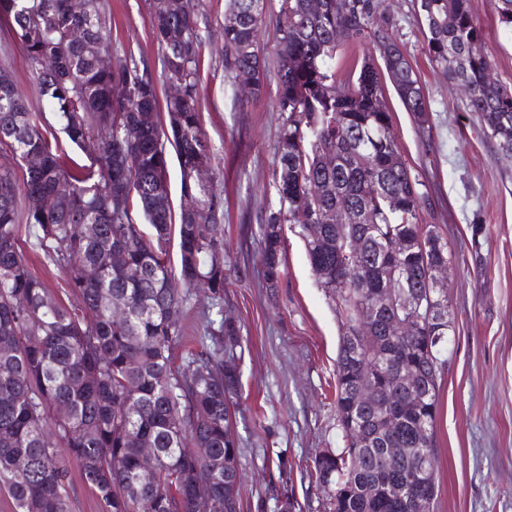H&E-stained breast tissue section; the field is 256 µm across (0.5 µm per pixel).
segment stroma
<instances>
[{"label": "stroma", "instance_id": "obj_1", "mask_svg": "<svg viewBox=\"0 0 512 512\" xmlns=\"http://www.w3.org/2000/svg\"><path fill=\"white\" fill-rule=\"evenodd\" d=\"M151 0H110L112 37L156 62L148 24ZM205 40L201 65L203 130L212 149L214 185L224 200V293L199 291L185 312L189 340L209 321L231 318L245 348L243 392L235 433L243 471L241 512H328L326 491L306 467L342 447L335 414L340 324L312 272L297 228H284L279 287L263 277L261 227L277 207L273 153L281 116L277 87L275 19L280 0H266L258 44L266 60L267 93L241 96L224 73L226 0H196ZM417 0H386L394 34L417 71L429 105L419 124L392 85L384 93L400 150L432 198L423 221L438 225L448 245V304L452 324L435 424L437 460L433 512H512V157L484 135L462 93L426 56ZM484 34V51L496 79L512 87V28L492 0H469ZM19 92L32 110L41 103L23 50L0 28ZM30 271L70 308L80 303L66 274L36 245L35 229L19 226Z\"/></svg>", "mask_w": 512, "mask_h": 512}]
</instances>
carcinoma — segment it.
<instances>
[{"label": "carcinoma", "instance_id": "1", "mask_svg": "<svg viewBox=\"0 0 512 512\" xmlns=\"http://www.w3.org/2000/svg\"><path fill=\"white\" fill-rule=\"evenodd\" d=\"M383 3L319 0L314 9L309 0H281L276 19L279 206L262 225L264 278L275 288L285 277L282 225H296L303 236L305 225L326 224L325 237L305 246L342 330L335 408L344 447L315 458L311 471L329 486L331 512H418L421 503L432 512L436 493L418 472L425 463L436 470L447 335L435 333L431 309H440L449 326L448 298H425L403 336L387 335L388 316L374 312L379 285L402 282L424 293L430 270L448 265L437 226L422 223L431 199L402 156L385 101L384 75L405 109L427 120L420 79ZM417 10L429 60L464 91L484 134L511 157L512 89L486 79L491 66L468 0H417ZM264 22V0H229L224 72L236 84L251 83L254 98L267 88L257 42ZM0 23L25 52L61 132L85 155L80 161L50 140L42 113L29 111L1 66L0 152L40 165L20 173L0 166V492L16 512H70L69 458L103 512H240L233 432L240 326L212 321L185 357L176 353L191 291L224 293L223 200L213 179L198 178L211 167V148L201 128L197 4L182 0L173 11L168 0H151L159 80L142 56L129 51L103 69L87 50L90 43L114 49L107 0H82L79 13L71 0H0ZM365 42L389 44L397 57H381V68L366 60L357 75L338 76V49ZM170 82L181 94L166 98L165 125L158 120L159 84ZM117 85L121 97L113 94ZM168 145L191 209L174 211ZM44 196L55 198L54 209L39 207ZM336 212L349 223H325ZM22 219L39 227V247L66 272L79 309L66 308L30 273L19 245ZM85 224L97 226L94 236L84 235ZM118 245L127 259L116 269L110 256ZM84 264L99 268L97 280L84 279ZM401 371L427 382L425 400L405 398L396 383ZM368 381L386 404L355 411L352 393ZM59 406L68 409L62 419L54 416ZM145 438L156 450L148 483L141 480Z\"/></svg>", "mask_w": 512, "mask_h": 512}]
</instances>
